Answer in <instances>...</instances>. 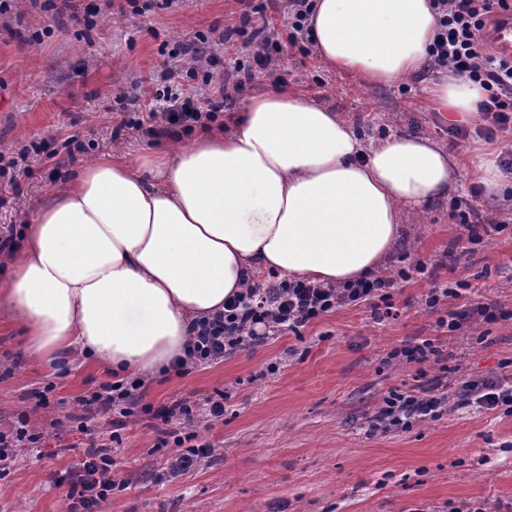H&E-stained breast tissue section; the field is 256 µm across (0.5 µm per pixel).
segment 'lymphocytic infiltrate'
Segmentation results:
<instances>
[{"instance_id": "1", "label": "lymphocytic infiltrate", "mask_w": 512, "mask_h": 512, "mask_svg": "<svg viewBox=\"0 0 512 512\" xmlns=\"http://www.w3.org/2000/svg\"><path fill=\"white\" fill-rule=\"evenodd\" d=\"M314 0H262L254 7L252 27L226 29L225 39L240 35L254 58L269 63V50L274 43L267 21L269 9L284 6L288 15L285 40L289 47L308 54L309 32L306 23ZM437 30L428 49V68L443 70L478 84L484 91L476 105L480 123L475 132L488 139L512 136V56L497 54L489 40L490 28L512 13V0H432ZM213 43L208 36L195 35L188 43V64L167 68L161 72L160 92L167 101L165 111H150L147 117L132 112L120 113L111 131L112 139L135 131L148 137L159 136L160 123H169L183 130L204 121L216 120L233 94L252 82L256 72L244 64H235L234 81L214 82L210 73L202 72ZM407 271L398 278L408 279ZM395 278V279H398ZM395 279L376 276L336 288L305 281L283 280L266 289L252 288L247 296L231 300L224 306L223 317L201 322L189 345L185 359L175 365L177 373L185 374L196 366L218 362L226 353L266 342L270 333L284 330L296 333L300 328L326 316L336 309L370 303L374 319L394 317L390 286ZM466 283L432 289L426 300L431 313L436 314L438 329L454 332L464 323L479 319L494 323L508 316L495 303L465 304L456 309L440 310L441 301L461 298ZM139 382L121 380L100 385L99 389L80 400V414L70 415L77 432L87 433L89 422L106 419L113 430L125 427L137 414L154 415L156 434L154 448L173 446L177 452L168 458L170 472L177 473L194 467L205 454L197 445L198 434L193 429L194 405L185 399L153 409L142 404ZM448 384L434 377L427 385L405 391L394 390L384 396L376 420L380 424L412 428L413 424L439 418L448 410ZM64 421L55 419L50 430H38L30 425L27 413H20L8 430H0V469H6L18 451L41 447L50 435L60 434ZM113 460L107 448L90 444L80 473L71 475L67 497L80 512H100L116 484L108 475Z\"/></svg>"}]
</instances>
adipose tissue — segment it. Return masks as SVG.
<instances>
[{
  "mask_svg": "<svg viewBox=\"0 0 512 512\" xmlns=\"http://www.w3.org/2000/svg\"><path fill=\"white\" fill-rule=\"evenodd\" d=\"M308 25L330 68L375 86L422 72L437 20L430 0H316ZM427 92L453 125L483 96L453 75ZM459 167L430 138L367 143L330 108L261 93L227 132L83 166L27 220L0 304L41 364L89 358L149 378L184 357L245 274L334 285L374 274L407 213L456 191Z\"/></svg>",
  "mask_w": 512,
  "mask_h": 512,
  "instance_id": "obj_1",
  "label": "adipose tissue"
}]
</instances>
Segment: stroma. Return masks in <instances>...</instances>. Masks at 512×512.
Instances as JSON below:
<instances>
[{"label":"stroma","mask_w":512,"mask_h":512,"mask_svg":"<svg viewBox=\"0 0 512 512\" xmlns=\"http://www.w3.org/2000/svg\"><path fill=\"white\" fill-rule=\"evenodd\" d=\"M44 0H11L0 14V152L45 142L63 151L77 141L74 165L54 171L34 163L36 178L0 177V236L22 234L25 221L75 167L137 142L149 148L187 145L180 138L133 132L110 137L120 97L148 90L157 70L171 66L172 52L204 32L215 39L207 69L221 78L235 50L221 45L225 29L239 26L238 0H174L171 8L121 14L126 0H93L101 12L89 39L76 25L42 8ZM273 75L255 79L233 96L244 111L251 96L276 88L331 107L364 137L408 132L449 146L448 124L431 106L427 77L365 86L339 74L318 57L297 49L274 56ZM448 202L408 214L407 231L387 264V275L424 262L392 291L396 318L372 317L366 304L344 306L307 325L238 350L222 362L190 373L168 372L143 386L144 403L160 406L180 398L204 405L224 391V418L199 422L211 455L180 474H170L145 416L121 432L112 475L125 482L104 512H454L464 503L486 512H512V414L470 404L407 431L369 427L390 389L417 386L422 376L448 372V390L501 374L512 361V318L438 332L425 305L431 288L465 280L469 303H499L512 311V225L462 253L461 227L448 218ZM16 327L0 320V430L18 413L48 427L79 412V399L111 375L95 365L57 371L21 365ZM434 339L442 363L391 359L415 340ZM54 384L48 407L35 393ZM73 436L19 451L0 473V512H68L65 487L54 476L78 470L86 458Z\"/></svg>","instance_id":"stroma-1"}]
</instances>
